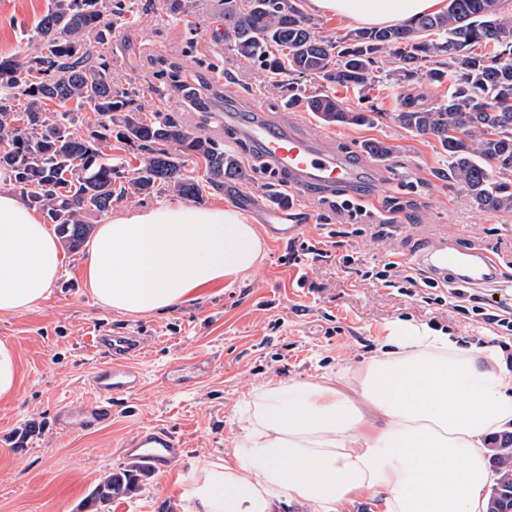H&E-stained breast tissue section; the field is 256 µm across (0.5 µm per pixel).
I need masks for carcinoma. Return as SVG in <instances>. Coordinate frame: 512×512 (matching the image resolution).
<instances>
[{
	"label": "carcinoma",
	"mask_w": 512,
	"mask_h": 512,
	"mask_svg": "<svg viewBox=\"0 0 512 512\" xmlns=\"http://www.w3.org/2000/svg\"><path fill=\"white\" fill-rule=\"evenodd\" d=\"M111 7L112 0H50L33 52L0 59V168L57 226L71 251L92 234L86 216L112 208L115 184L123 178L106 153L114 140L143 157L124 195L167 190L197 200L204 188L222 190L244 176L238 158L211 138L172 116L144 118L129 91L112 87L109 65L93 57L87 43L91 34L107 38L104 13ZM224 26L240 57L259 62L274 86L288 81L289 106L328 125H369L375 117L344 107L325 90L299 88V78L365 92L381 71L379 59L389 55L397 66L386 77L398 85L425 78L448 83L437 106L418 109L407 98L394 119L440 144L448 153V184L466 189L479 209L512 212V18L500 17L499 0H448L446 11L411 25L355 29L334 40L317 31L299 0H224ZM489 43L492 52H474ZM170 80L196 108L207 109L197 88L178 73ZM69 103L96 112L97 126H76L72 112L61 111ZM189 159L204 162V182L185 175ZM499 437L507 450L489 456L495 483L487 512H512V431ZM133 471L106 478L92 502L101 506L134 492Z\"/></svg>",
	"instance_id": "1"
}]
</instances>
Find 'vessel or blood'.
I'll return each instance as SVG.
<instances>
[{"mask_svg": "<svg viewBox=\"0 0 512 512\" xmlns=\"http://www.w3.org/2000/svg\"><path fill=\"white\" fill-rule=\"evenodd\" d=\"M254 110L256 116L251 120L237 121L231 112L225 113L224 119L238 122L240 136L251 142L279 171L288 174L296 189L309 192L336 185L347 189L355 186L358 174L346 160L327 151L316 140L263 118V104H255ZM285 214L284 207H266L268 235L279 240L302 236L304 225L284 223ZM415 262L438 275L448 268H458L457 281L467 287L485 288L496 279V259L478 247L463 250L455 243L438 241L417 256ZM100 343L111 360L97 366L88 376V385L96 398L79 413L60 409L57 423L63 429L91 428L103 423L112 413L113 398L138 391L143 384L141 372L131 364L132 357L142 352L136 337L116 333L101 337ZM182 450L178 433L159 426L140 429L126 442L129 456L160 473L171 469Z\"/></svg>", "mask_w": 512, "mask_h": 512, "instance_id": "1", "label": "vessel or blood"}]
</instances>
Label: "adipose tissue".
<instances>
[{
    "label": "adipose tissue",
    "mask_w": 512,
    "mask_h": 512,
    "mask_svg": "<svg viewBox=\"0 0 512 512\" xmlns=\"http://www.w3.org/2000/svg\"><path fill=\"white\" fill-rule=\"evenodd\" d=\"M446 0H309L365 27L410 24ZM0 172V315L38 305L59 276L58 242ZM263 253L231 207L180 200L121 212L90 240L84 277L102 306L173 310L203 288L248 276ZM230 459L193 468L182 512H307L371 500L376 512H486V443L512 425V371L490 345L394 324L352 374L254 389Z\"/></svg>",
    "instance_id": "adipose-tissue-1"
}]
</instances>
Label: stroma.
Listing matches in <instances>:
<instances>
[{"instance_id":"1","label":"stroma","mask_w":512,"mask_h":512,"mask_svg":"<svg viewBox=\"0 0 512 512\" xmlns=\"http://www.w3.org/2000/svg\"><path fill=\"white\" fill-rule=\"evenodd\" d=\"M48 0H0V58L26 56L38 40L36 26ZM111 33L91 43L109 63L115 87L134 91L144 117L166 114L209 136L235 154L245 181L207 190L206 206L232 207L257 222L256 208L271 194L285 198L303 238L264 239L258 267L234 284L204 288L192 303L165 313L128 316L100 305L85 286L84 251L61 249V273L33 309L0 315V340L16 348L19 388L0 399V512H96L91 489L110 474L131 468L126 439L160 425L179 432L185 447L165 474L140 476L138 493L113 498L109 512H181L180 496L192 467L225 458L241 432L243 404L253 388L270 381L318 382L356 370L381 347L390 324L405 322L464 337L492 339L471 312L434 304L437 288H388L345 269L335 258L310 261L303 241L341 230L344 248L359 252L366 268L381 265L385 250L401 259L447 238L460 248L498 252L500 285L479 289L483 303L512 307V213L477 208L469 193L449 187L448 156L433 139L397 124L400 87L380 80L366 93L333 87L346 107L378 111L374 124L328 126L314 113L288 107L287 89L273 88L267 72L232 50L225 37L221 0H113ZM199 88L208 102L197 110L171 86L170 71ZM267 117L320 140L358 169L354 198L392 216L386 244L354 236L360 219L336 214L320 194L298 193L283 175L261 168L255 148L219 115H252L255 100ZM392 148L382 160L365 145ZM304 286H297L299 272ZM125 331L146 338L136 365L144 383L114 399L112 419L98 428L60 429V407L82 410L94 399L91 370L105 363L98 334Z\"/></svg>"}]
</instances>
